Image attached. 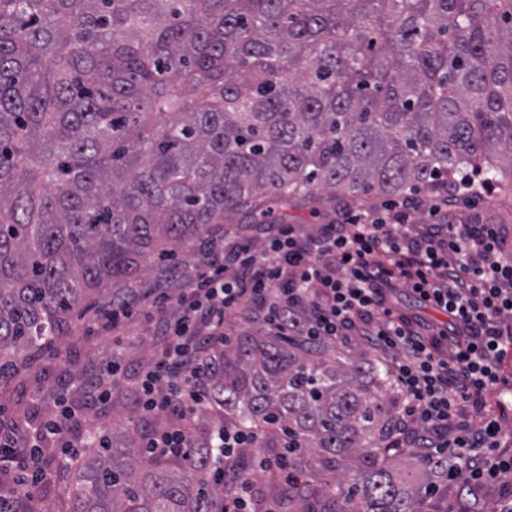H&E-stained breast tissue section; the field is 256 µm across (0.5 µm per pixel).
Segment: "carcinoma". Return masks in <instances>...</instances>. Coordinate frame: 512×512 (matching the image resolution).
<instances>
[{"label": "carcinoma", "mask_w": 512, "mask_h": 512, "mask_svg": "<svg viewBox=\"0 0 512 512\" xmlns=\"http://www.w3.org/2000/svg\"><path fill=\"white\" fill-rule=\"evenodd\" d=\"M467 175L512 195V0H0V377L213 224ZM211 382L214 419L288 430L329 512H422L367 353L246 336ZM140 436L77 462L66 512H214L208 435Z\"/></svg>", "instance_id": "1"}]
</instances>
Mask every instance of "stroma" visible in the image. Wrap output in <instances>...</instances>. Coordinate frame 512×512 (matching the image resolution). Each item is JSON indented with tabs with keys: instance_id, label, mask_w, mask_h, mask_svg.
Masks as SVG:
<instances>
[{
	"instance_id": "obj_1",
	"label": "stroma",
	"mask_w": 512,
	"mask_h": 512,
	"mask_svg": "<svg viewBox=\"0 0 512 512\" xmlns=\"http://www.w3.org/2000/svg\"><path fill=\"white\" fill-rule=\"evenodd\" d=\"M178 253L179 267L155 265L138 278V286L176 294L185 271L200 259L196 247L191 244L181 246ZM85 323V318H77L60 344L61 358L23 361L16 377L0 381V407L15 420L33 412L47 415L55 410V393L59 390L67 392L72 403L82 404L86 400L81 387L83 379L99 373L107 360L118 357L125 363L127 375L119 387L113 388L111 402L93 405L89 419L105 429L133 425L142 432H151L152 418L141 415L135 402L136 382L141 372L151 365L155 353L150 337L145 336L141 324L135 323L119 344L105 334L86 339L82 336ZM42 464L49 478L39 488L41 502L54 512H65L72 473L58 467L51 450L43 455Z\"/></svg>"
}]
</instances>
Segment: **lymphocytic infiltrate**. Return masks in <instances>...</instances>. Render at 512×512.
<instances>
[{"label": "lymphocytic infiltrate", "mask_w": 512, "mask_h": 512, "mask_svg": "<svg viewBox=\"0 0 512 512\" xmlns=\"http://www.w3.org/2000/svg\"><path fill=\"white\" fill-rule=\"evenodd\" d=\"M448 205L431 204L432 224L417 230L408 224L420 206L411 196L388 216L364 222L321 224L312 232L271 224L258 244L239 240L228 226L222 246L210 247L173 301L135 296L97 315L86 336H123L142 316L160 343L137 392L142 410L166 423L144 439V455L186 447L182 420L212 403V363L232 341L226 318L253 314L270 336L332 346L361 342L390 376L399 400L397 432L417 433L427 456L448 457L449 480L497 488L492 512H512V434L501 423L512 404L493 408L485 399L512 351V250L502 225L441 221ZM405 289L446 322L404 312L396 297ZM58 402L60 411L30 425L25 440L14 425L0 423V512H14L15 499L42 484L37 459L46 448L57 445L77 458L59 438L63 421L79 410L66 397ZM209 446L215 456L204 481L224 488L214 512H257L252 478L225 479L244 449L252 451L254 470L302 480L290 448L267 452L255 432L236 424L214 422Z\"/></svg>", "instance_id": "1"}]
</instances>
